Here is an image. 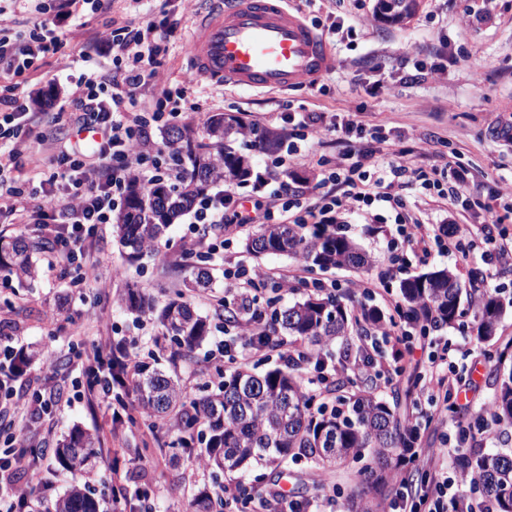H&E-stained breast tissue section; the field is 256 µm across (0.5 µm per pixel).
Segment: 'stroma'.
Here are the masks:
<instances>
[{"instance_id":"35a3bbf8","label":"stroma","mask_w":512,"mask_h":512,"mask_svg":"<svg viewBox=\"0 0 512 512\" xmlns=\"http://www.w3.org/2000/svg\"><path fill=\"white\" fill-rule=\"evenodd\" d=\"M377 5L378 0H317L309 8L304 0H290L291 8L301 11L307 22L324 34L336 56L334 69L322 77L320 86L266 93L215 89L202 82L196 86L201 111L175 118V126L189 123L199 130L209 115L223 112L248 124L278 130L281 113L303 105L323 112L328 122L350 118L368 126L386 125L387 154L405 151L414 167L448 159L468 169L471 197L486 198L500 181L512 178V141L499 132L500 125L512 123V0H418L413 15L399 24L383 21ZM164 10L182 19L179 39L169 44L161 58L162 78L174 85L189 68L185 50L197 13L188 9L185 0H167ZM128 15L124 0H116L111 12L86 15L61 52L39 59L37 70L26 73L25 81L34 88L52 84L61 94H68L88 67L82 59L87 40L111 18ZM337 19L343 20V28L331 31ZM417 60L426 64L419 73L412 67ZM424 137L432 140L426 156L417 151ZM407 212L425 218L437 231L451 221L483 222L481 209L430 206L418 189L407 196ZM393 221L392 214H385L371 233L361 217L337 215L341 230L360 244L372 263L359 271H309L306 279L342 286L378 278L396 302L403 280L447 268L465 281L471 270L477 269L483 273L484 287L501 289L504 297H512V268L477 257L436 251L422 256L403 247L398 251L399 264H391L384 246L388 235L395 232ZM188 233L185 220H177L167 233L170 244L161 255L131 264L113 226L100 225L92 244L104 263L96 278L79 288L75 285L78 269L48 266L42 241L32 228L0 220L1 237L21 236L38 248V276L32 284H18L0 272V364L10 365L20 351L41 352V359L33 361L14 382L15 391L30 394L47 385L63 390L45 422L32 424L29 431L31 443L48 450L41 467L52 473L50 495H62L85 481L99 503V512H141L138 493L146 488L154 512H190L200 489L241 482L255 491L284 490L293 498H307L317 503L319 512H346L345 499L331 494L332 487L344 485L343 474L315 472L303 461L289 464L284 472L256 467L221 478L198 473L194 454L173 447L176 431L167 426L154 428L140 419L138 403L131 395L125 397V407L112 423L114 436L102 441L103 451L90 473L55 470L51 452L71 428L101 430V414L84 395L87 374L80 358V333L133 341L142 360L152 361L157 326L127 312L118 294L126 283L134 282L162 302L183 287L187 274L176 264L182 259ZM239 262L262 268L290 269L295 265L294 259L280 255L251 257L244 249L243 233L232 234L224 252L208 262L216 277L215 294H222L226 286L225 268ZM222 338V333L212 331L194 359L179 363L177 373L186 389L195 392L206 385L208 378L202 375V368L219 365L230 370L245 361L242 349L236 348L229 359L215 363L211 351ZM436 338L451 342L456 357L477 360L475 403L490 404L497 389L492 365L485 358L491 342L479 340L472 324L437 331ZM48 358L55 359L54 368L45 366ZM145 456L153 458L152 467L143 466Z\"/></svg>"}]
</instances>
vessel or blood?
Listing matches in <instances>:
<instances>
[{
  "label": "vessel or blood",
  "mask_w": 512,
  "mask_h": 512,
  "mask_svg": "<svg viewBox=\"0 0 512 512\" xmlns=\"http://www.w3.org/2000/svg\"><path fill=\"white\" fill-rule=\"evenodd\" d=\"M188 59L196 80L270 92L312 84L335 65L326 40L288 0H206Z\"/></svg>",
  "instance_id": "1"
}]
</instances>
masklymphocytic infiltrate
I'll list each match as a JSON object with an SVG mask.
<instances>
[{"instance_id":"obj_1","label":"lymphocytic infiltrate","mask_w":512,"mask_h":512,"mask_svg":"<svg viewBox=\"0 0 512 512\" xmlns=\"http://www.w3.org/2000/svg\"><path fill=\"white\" fill-rule=\"evenodd\" d=\"M29 2L31 41L0 33L1 79L17 76L39 57L56 53L69 36L70 21L112 7V0ZM177 27V21L155 20L148 10L138 20H116L95 33L87 52L100 57L101 62L83 73L71 93L58 103L52 122L59 125L60 131L40 140L37 159L27 160V150L13 127L14 122L34 119L28 108L29 91L16 84L8 97L0 99L7 108L0 117V174H20L14 184L0 182V210L8 211L13 223L36 226L47 244L48 265L62 262L94 268L97 259L87 243L97 225L110 223L129 183L136 180L148 187L158 181L174 184L182 180V171L159 163L160 150L148 132L164 117L201 109L192 96L195 82L191 77H184L174 88L159 82L158 58ZM148 84L158 85L156 97L141 96L142 87ZM285 122L289 126L287 154L299 164L307 163L313 141L333 134L351 139V146L337 157L334 169L322 179L321 192L302 201L294 190L270 188L262 176L254 187V197L247 199L238 193L233 181L217 177L213 192L200 197L194 207V219L205 230L192 232L185 250L204 248L216 253L224 232L251 224H332L337 212L364 214L373 207L398 213L406 208V192L413 185L436 189L441 200L464 206L469 203L465 168L452 169L444 164L413 168L401 158L384 162L382 152L387 138L381 129L368 130L353 120L329 125L322 113L303 106L287 116ZM74 130L97 133L99 139L90 147H83L72 141L70 133ZM398 233L413 251L423 254L434 248L451 255L478 252L483 260L512 265V246L504 243L495 251H483L482 230L478 227L459 225L442 236L427 222L416 219L399 227ZM300 276L297 269H225L227 288L223 296L211 297L210 302L218 310L229 305L239 308L235 327L241 348L249 357L260 358L266 352L259 338L266 333L267 314L255 294L257 281L271 280L288 289ZM378 331L382 339L394 342L395 361L414 374L418 410L412 415V430L416 438L420 440L426 432L443 425L449 413L470 409L472 370L458 367L450 348L418 359L400 322L380 325ZM115 356L130 366L137 362L125 342L108 336L92 339L83 352L89 399L105 411L112 407V382L100 377L97 368ZM57 395L54 389L46 395L36 392L31 397L12 400L9 409H0V480L13 484L11 496L0 500V512H22L29 494L40 485L37 473L32 471L26 472L23 483L14 484L7 458L16 446L26 442L24 420L41 418L50 399ZM489 432L487 418L480 413L467 435L456 436L450 448L434 451L416 446L411 458L421 466L425 478L419 484L409 483L406 468L397 467L396 491L388 504L390 512H493L487 501L468 488L464 469L447 462L448 456H464Z\"/></svg>"}]
</instances>
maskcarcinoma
Here are the masks:
<instances>
[{"instance_id":"obj_1","label":"carcinoma","mask_w":512,"mask_h":512,"mask_svg":"<svg viewBox=\"0 0 512 512\" xmlns=\"http://www.w3.org/2000/svg\"><path fill=\"white\" fill-rule=\"evenodd\" d=\"M384 18L399 23L410 17L417 0H381ZM172 148V162L185 171L182 182L171 186L158 182L149 189L132 183L115 215L116 232L126 259L134 263L147 254H159L162 240L171 224L191 210L198 197L214 182L217 161L223 162L224 177L244 184L253 170L250 157L235 151L229 143L237 140L269 152L279 147L275 131L246 125L236 115L215 113L204 124L203 140H197L189 126L167 129ZM247 253L259 257L279 254L294 258L309 269H361L370 258L353 239L334 224H256L245 243ZM184 266L191 272L190 288L212 287L213 276L202 265V255L185 254ZM20 282L37 277L33 246L20 239L0 237V271ZM464 285L449 269H436L400 283L402 296L399 317L408 322L422 321L439 331L463 327L470 306L461 301ZM119 301L139 317L150 316L161 332L155 345L170 351L169 361L186 360L200 349L211 330L207 317L194 310L175 293L163 307L156 308L143 289L129 285ZM505 304L497 290L482 292L475 317L479 319L478 337L495 336ZM355 310L331 294L313 292L282 308L273 309L270 334L265 336L269 349L281 347L275 333L286 335L317 351L332 342L346 344L354 328L382 319L373 308ZM494 363L497 391L488 407L499 425L512 427V342L486 353ZM122 389L135 393L143 414L153 423L174 422L177 445L190 448L195 442L205 445L198 460L205 467L232 473L246 471L255 464L275 470L288 461H306L315 471L360 467L348 472V512H381L391 474L408 447L407 421L389 402L358 387L342 374L333 383L332 404L305 389L295 375L296 367H277L256 374L245 366L222 373L214 391L200 398H190L176 373L142 363L132 375L120 364L108 366ZM205 426L206 431L199 430ZM99 437L79 427L55 448L59 467L72 472H89L99 457ZM465 470L479 493L494 503L495 512H512V452L471 451ZM194 512H217L224 507L221 496L200 492ZM44 512H97V502L86 489L72 486L51 501Z\"/></svg>"}]
</instances>
